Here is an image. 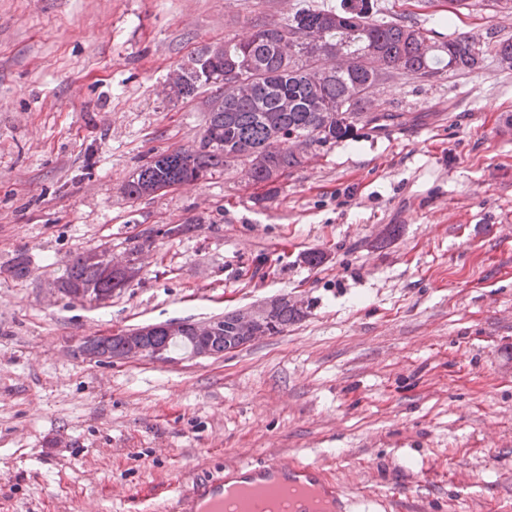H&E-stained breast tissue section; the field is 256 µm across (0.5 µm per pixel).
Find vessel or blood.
<instances>
[{
	"label": "vessel or blood",
	"instance_id": "vessel-or-blood-1",
	"mask_svg": "<svg viewBox=\"0 0 512 512\" xmlns=\"http://www.w3.org/2000/svg\"><path fill=\"white\" fill-rule=\"evenodd\" d=\"M235 500L234 512H257V502L276 503L282 512H295V499L313 496L324 512H350L347 494L329 481L321 466L292 458L270 457L261 463L240 462L192 479L180 486L173 512H225L226 496Z\"/></svg>",
	"mask_w": 512,
	"mask_h": 512
}]
</instances>
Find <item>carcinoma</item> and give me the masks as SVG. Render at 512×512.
<instances>
[{"instance_id":"obj_1","label":"carcinoma","mask_w":512,"mask_h":512,"mask_svg":"<svg viewBox=\"0 0 512 512\" xmlns=\"http://www.w3.org/2000/svg\"><path fill=\"white\" fill-rule=\"evenodd\" d=\"M366 2L341 0L335 9L304 5L282 24L260 25L245 39H224L219 52L203 47L190 65L174 70L167 86L176 99H187L202 86L224 82L227 69L246 56L250 59L238 75L243 89L216 98L196 151L190 156L178 151L154 156L130 176L128 197L140 200L155 195L158 186L205 180L238 163L248 165L254 183L273 184L303 164L302 156L288 146L292 134L303 137L308 147L324 148L367 126L388 130L398 114L365 111L369 90L380 80L394 74L430 78L443 69L469 73L480 68L484 57L475 54L469 37L433 44L423 54L420 45L426 39L406 18L379 22L371 18ZM338 45L352 56L353 64L345 71L333 66L328 77L318 78L326 68L327 51ZM373 53L386 64L379 73L368 65ZM89 255L77 254L57 287L110 294L129 280L125 274H106L104 261L92 262ZM236 317L235 311L224 314L220 334L210 339L214 354L243 341L236 332ZM299 317L294 305L279 304L268 335L283 333ZM191 336L188 328L173 340L160 327L150 334L148 344L190 350Z\"/></svg>"}]
</instances>
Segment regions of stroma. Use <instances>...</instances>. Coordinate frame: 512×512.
Returning <instances> with one entry per match:
<instances>
[{"label": "stroma", "mask_w": 512, "mask_h": 512, "mask_svg": "<svg viewBox=\"0 0 512 512\" xmlns=\"http://www.w3.org/2000/svg\"><path fill=\"white\" fill-rule=\"evenodd\" d=\"M467 2L446 21L373 0L439 44L512 40V8ZM308 3L340 0H0V512H168L171 482L270 453L372 512H512V69L494 52L380 81L367 109L398 126L313 150L275 195L242 165L125 193L150 157L198 147L218 94L169 100V73ZM134 248L107 303L58 291L77 253ZM283 295L302 321L218 356L80 353Z\"/></svg>", "instance_id": "1"}]
</instances>
